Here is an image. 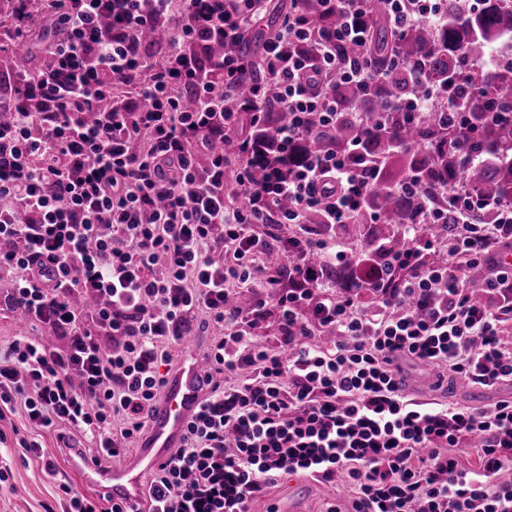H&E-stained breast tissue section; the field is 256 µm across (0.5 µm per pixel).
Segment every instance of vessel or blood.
Returning a JSON list of instances; mask_svg holds the SVG:
<instances>
[{"mask_svg":"<svg viewBox=\"0 0 512 512\" xmlns=\"http://www.w3.org/2000/svg\"><path fill=\"white\" fill-rule=\"evenodd\" d=\"M207 375L201 359L182 355L152 412L148 433L136 449L133 461L106 472L88 459H79L77 465L87 479L110 493L113 502L139 501L144 473L165 462L180 447L185 427L206 392Z\"/></svg>","mask_w":512,"mask_h":512,"instance_id":"1","label":"vessel or blood"}]
</instances>
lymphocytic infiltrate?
Masks as SVG:
<instances>
[{"mask_svg":"<svg viewBox=\"0 0 512 512\" xmlns=\"http://www.w3.org/2000/svg\"><path fill=\"white\" fill-rule=\"evenodd\" d=\"M11 2L13 38L37 16H58L63 30L45 73L0 91V303L65 344L13 338L0 355V411L23 402L30 427L64 424L120 456L169 377V346L201 313L223 331L206 354L208 391L153 472L148 512H248L285 473L345 475L352 512H512V400L418 404L402 378L409 361L488 387L512 381V268L498 263L512 252V202L486 200L461 177L427 192L409 177L400 191L418 203L401 228L407 248L372 244L379 261L355 265L337 289L336 230L378 221L371 171L341 151L294 155L345 121L363 140L392 111L418 124L468 110L469 96L414 65L400 96L357 112L329 91L390 81L370 58L339 53L368 46L373 3L402 34L440 27L443 0H291L256 57L239 43L269 0H68L61 13L57 0ZM329 15L335 26L321 28ZM160 22L170 36L154 58L138 39ZM213 43L222 56L208 57ZM257 71L286 121L269 122ZM483 210L493 223H475ZM447 222L448 240L425 230ZM480 266L477 296L469 273ZM237 284L253 290L248 308L227 304ZM80 294L99 306L83 312ZM271 307L276 349L252 338ZM325 329L336 334L329 348L314 341ZM469 442L474 470L457 455Z\"/></svg>","mask_w":512,"mask_h":512,"instance_id":"1","label":"lymphocytic infiltrate"}]
</instances>
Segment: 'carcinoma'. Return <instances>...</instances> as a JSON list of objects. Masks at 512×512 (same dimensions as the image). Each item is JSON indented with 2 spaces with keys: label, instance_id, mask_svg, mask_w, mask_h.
Segmentation results:
<instances>
[{
  "label": "carcinoma",
  "instance_id": "obj_1",
  "mask_svg": "<svg viewBox=\"0 0 512 512\" xmlns=\"http://www.w3.org/2000/svg\"><path fill=\"white\" fill-rule=\"evenodd\" d=\"M476 7L470 0H447L444 26L435 30L429 27L409 28L395 44H390L382 17L375 15L372 40L368 56L381 69L398 59L404 63H421L425 78L440 82L449 76L468 85L461 74L463 55L483 58L489 48L506 40H512V0H480ZM169 35L167 25L160 24L147 30L141 45L151 48L160 45ZM482 89L476 93L470 106L473 122L480 126L474 132L470 125H453L445 120H428L417 128L398 130L407 143L426 141L446 145L429 157L413 149L400 152H383V140L392 132L383 129L372 136L361 148L362 158L377 162L373 185V204L379 214L377 224H354L352 230L367 248L370 242L379 240L386 250L398 253L408 247L400 235L399 227L412 220L411 203L400 194L398 187L408 176L425 170V186H432L440 172L453 177L458 173L467 180L481 197L492 200L512 201V63L494 67L477 77ZM405 88L401 79L393 80L388 87L376 85L369 95L382 99L385 94L397 95ZM346 112L359 110L363 91L352 86L333 88ZM356 137L353 126L345 121L336 135L316 141H305L302 148L314 150L334 146L347 148ZM475 155L483 162L470 169L461 168V157Z\"/></svg>",
  "mask_w": 512,
  "mask_h": 512
}]
</instances>
